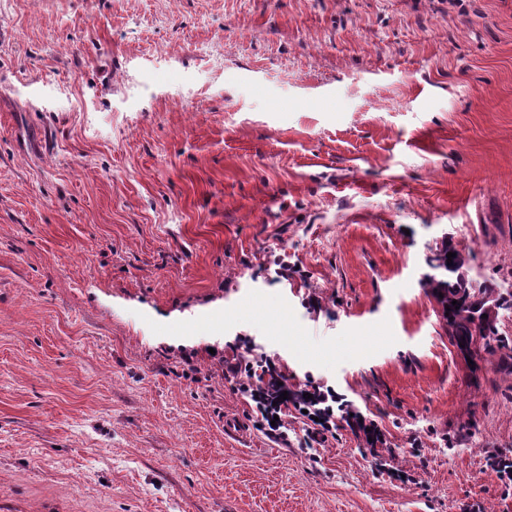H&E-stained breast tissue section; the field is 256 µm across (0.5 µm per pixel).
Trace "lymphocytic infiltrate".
Listing matches in <instances>:
<instances>
[{
	"label": "lymphocytic infiltrate",
	"instance_id": "obj_1",
	"mask_svg": "<svg viewBox=\"0 0 512 512\" xmlns=\"http://www.w3.org/2000/svg\"><path fill=\"white\" fill-rule=\"evenodd\" d=\"M219 364L224 378L245 399L256 428L279 443H287L288 420L292 417L303 421L312 442L326 441L342 424L354 434L369 433L373 443L383 440L377 423L367 420L330 386L313 380L288 386V373L274 358H249L236 353L220 357Z\"/></svg>",
	"mask_w": 512,
	"mask_h": 512
}]
</instances>
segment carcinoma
Listing matches in <instances>:
<instances>
[{
  "instance_id": "carcinoma-1",
  "label": "carcinoma",
  "mask_w": 512,
  "mask_h": 512,
  "mask_svg": "<svg viewBox=\"0 0 512 512\" xmlns=\"http://www.w3.org/2000/svg\"><path fill=\"white\" fill-rule=\"evenodd\" d=\"M455 257L448 258V253ZM437 261V273L426 279L423 287L436 300L441 309H449V315L443 316L451 342L465 345L468 354H483V359L498 366L504 374L512 375V338L499 331L500 318L483 317L489 306L498 309L509 304V298L499 289L486 283L476 287L470 275V255L448 245L434 249ZM452 265H447V262Z\"/></svg>"
}]
</instances>
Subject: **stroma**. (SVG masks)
<instances>
[{
  "mask_svg": "<svg viewBox=\"0 0 512 512\" xmlns=\"http://www.w3.org/2000/svg\"><path fill=\"white\" fill-rule=\"evenodd\" d=\"M444 238L512 276V0H0V512H512ZM242 336L385 445L257 430Z\"/></svg>",
  "mask_w": 512,
  "mask_h": 512,
  "instance_id": "obj_1",
  "label": "stroma"
}]
</instances>
